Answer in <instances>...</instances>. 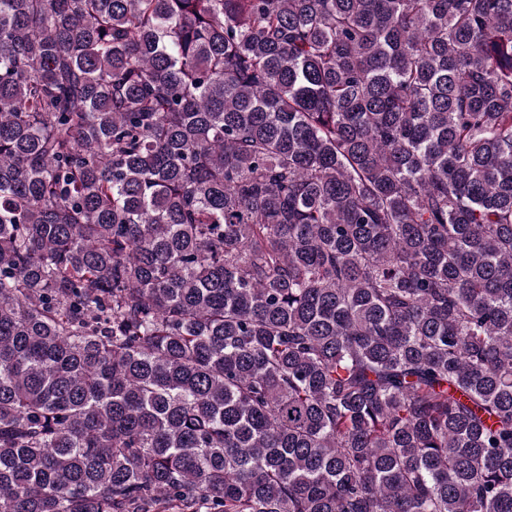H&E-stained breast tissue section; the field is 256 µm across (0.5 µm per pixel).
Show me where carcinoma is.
Returning a JSON list of instances; mask_svg holds the SVG:
<instances>
[{
	"label": "carcinoma",
	"mask_w": 512,
	"mask_h": 512,
	"mask_svg": "<svg viewBox=\"0 0 512 512\" xmlns=\"http://www.w3.org/2000/svg\"><path fill=\"white\" fill-rule=\"evenodd\" d=\"M0 512H512V0H0Z\"/></svg>",
	"instance_id": "cac0c4a2"
}]
</instances>
